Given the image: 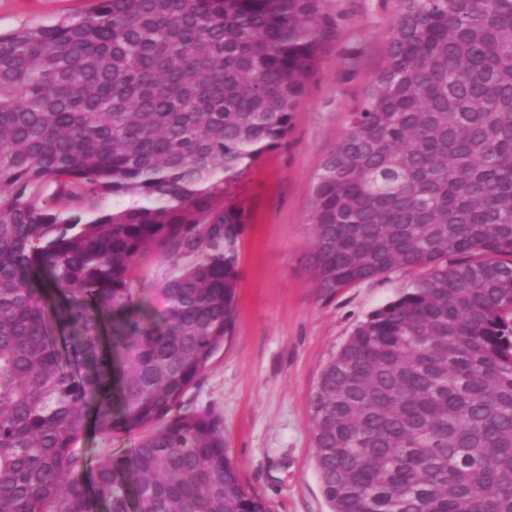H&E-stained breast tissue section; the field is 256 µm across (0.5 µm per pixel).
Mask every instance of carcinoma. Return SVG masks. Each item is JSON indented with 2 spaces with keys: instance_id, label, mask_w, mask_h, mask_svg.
<instances>
[{
  "instance_id": "cac0c4a2",
  "label": "carcinoma",
  "mask_w": 512,
  "mask_h": 512,
  "mask_svg": "<svg viewBox=\"0 0 512 512\" xmlns=\"http://www.w3.org/2000/svg\"><path fill=\"white\" fill-rule=\"evenodd\" d=\"M337 28L328 0H95L0 34V512H269L186 395L235 327L229 184ZM308 224L324 298L418 272L311 396L332 512H512V0H399ZM91 427L141 435L91 470Z\"/></svg>"
}]
</instances>
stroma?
<instances>
[{
    "label": "stroma",
    "mask_w": 512,
    "mask_h": 512,
    "mask_svg": "<svg viewBox=\"0 0 512 512\" xmlns=\"http://www.w3.org/2000/svg\"><path fill=\"white\" fill-rule=\"evenodd\" d=\"M93 0H0V33L50 25ZM338 33L321 55L285 144L231 186L245 208L235 330L187 394L224 420L246 489L271 512H331L319 480L310 398L329 358L412 279L398 272L322 298L304 267L309 189L377 64L398 0H329Z\"/></svg>",
    "instance_id": "1"
}]
</instances>
